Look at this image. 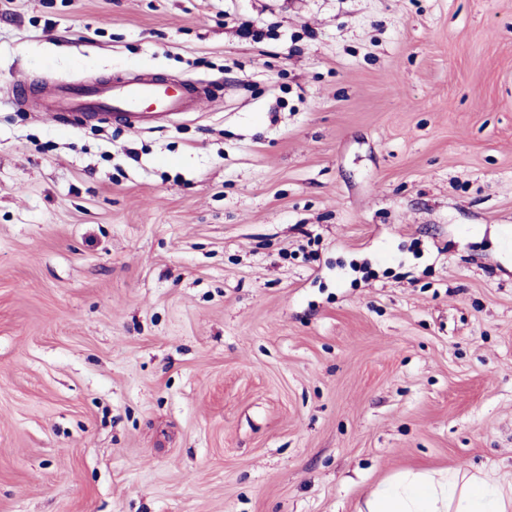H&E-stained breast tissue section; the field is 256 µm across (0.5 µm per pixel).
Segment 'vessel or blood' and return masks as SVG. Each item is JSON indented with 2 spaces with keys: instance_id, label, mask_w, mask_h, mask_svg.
I'll use <instances>...</instances> for the list:
<instances>
[{
  "instance_id": "1",
  "label": "vessel or blood",
  "mask_w": 512,
  "mask_h": 512,
  "mask_svg": "<svg viewBox=\"0 0 512 512\" xmlns=\"http://www.w3.org/2000/svg\"><path fill=\"white\" fill-rule=\"evenodd\" d=\"M196 100L194 87L174 88L153 75L141 74L109 82L55 87L43 107L54 112H94L138 128L168 113L190 111Z\"/></svg>"
}]
</instances>
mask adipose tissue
I'll list each match as a JSON object with an SVG mask.
<instances>
[{
    "instance_id": "obj_1",
    "label": "adipose tissue",
    "mask_w": 512,
    "mask_h": 512,
    "mask_svg": "<svg viewBox=\"0 0 512 512\" xmlns=\"http://www.w3.org/2000/svg\"><path fill=\"white\" fill-rule=\"evenodd\" d=\"M360 512H512V487L460 466L407 471L384 481Z\"/></svg>"
}]
</instances>
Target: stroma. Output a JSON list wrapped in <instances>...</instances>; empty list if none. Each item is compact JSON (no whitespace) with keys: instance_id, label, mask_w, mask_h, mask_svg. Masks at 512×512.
<instances>
[{"instance_id":"obj_1","label":"stroma","mask_w":512,"mask_h":512,"mask_svg":"<svg viewBox=\"0 0 512 512\" xmlns=\"http://www.w3.org/2000/svg\"><path fill=\"white\" fill-rule=\"evenodd\" d=\"M510 225L512 0H0V512L512 484ZM192 86L173 88L150 74L109 82L70 86L50 90L43 109L54 112H96L102 118H121L139 128L172 112H188L196 103Z\"/></svg>"}]
</instances>
